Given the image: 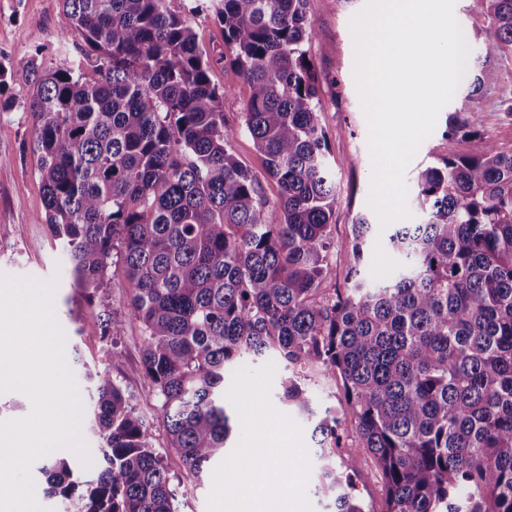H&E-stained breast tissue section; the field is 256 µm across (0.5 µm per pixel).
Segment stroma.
<instances>
[{
	"instance_id": "obj_1",
	"label": "stroma",
	"mask_w": 512,
	"mask_h": 512,
	"mask_svg": "<svg viewBox=\"0 0 512 512\" xmlns=\"http://www.w3.org/2000/svg\"><path fill=\"white\" fill-rule=\"evenodd\" d=\"M365 0H310L308 14L315 30L310 55L320 79L323 110L321 123L327 134L328 160L335 170L339 200L334 215V249L324 285L329 289L347 288L350 265L351 226L358 216H366L375 228L366 245V272L382 281L400 267L401 256L388 244L391 227H378L379 217L369 206L373 164L368 147V124L354 77V46L350 29L352 17ZM60 0H0V63L13 77L0 95L9 99L11 111L0 112V273L31 276L42 281L56 280L54 307L65 334V352L78 378L80 392H87L84 370L108 371L113 380L130 395L137 413L151 426L153 445L164 464L178 495V512H208L212 476L195 479L188 475L176 452L169 448L158 402L142 369L144 335L137 322H126L120 336L106 343L100 335V317L109 311L124 315L129 295L119 283L98 290L87 299L83 289L71 283L67 253L53 236L45 218L40 155L34 148L33 125L26 106L31 88L23 71L31 59L43 69L56 70L73 57L72 50L53 51L58 43L57 20ZM498 82L487 90L478 106L481 134L457 143L463 154L481 153L486 143L500 150H512V56L492 63ZM211 79L226 88L224 119L239 126L250 96L248 84L228 63L214 65ZM466 94L458 87L444 106L432 134L421 144L406 171L409 223L418 224L423 214L415 191L418 174L438 165L447 152L444 132L450 116L458 113ZM237 160L259 179L262 195L277 201L279 187L263 165L251 138L237 135L232 143ZM343 459L355 465L356 495L364 512H382V484L372 456L363 450L352 426H345L341 448Z\"/></svg>"
}]
</instances>
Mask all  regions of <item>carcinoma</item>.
Returning a JSON list of instances; mask_svg holds the SVG:
<instances>
[{"mask_svg":"<svg viewBox=\"0 0 512 512\" xmlns=\"http://www.w3.org/2000/svg\"><path fill=\"white\" fill-rule=\"evenodd\" d=\"M61 2L59 32L79 39L78 59L53 72L33 59L24 74L46 221L89 298L117 276L129 288L144 374L186 470L199 478L229 455L226 365L273 354L293 369L282 399L308 416L306 370L340 377L384 512H512V151L455 147L480 134L478 103L498 80L489 62L512 54V0H469L486 35L468 118L449 119L447 155L419 173L425 220L389 235L401 267L367 277L372 223L359 216L351 286L332 293L322 284L338 193L308 0H218L219 60L250 88L236 129L192 27L212 0L181 14L167 0ZM242 130L279 185L273 205L232 153ZM123 322L104 313L101 335L114 339ZM86 377L103 467L88 479L55 455L38 468L47 494L66 512H177L130 396L106 372ZM339 424L328 407L313 428L317 490L329 512H363L352 463L336 467Z\"/></svg>","mask_w":512,"mask_h":512,"instance_id":"cac0c4a2","label":"carcinoma"}]
</instances>
